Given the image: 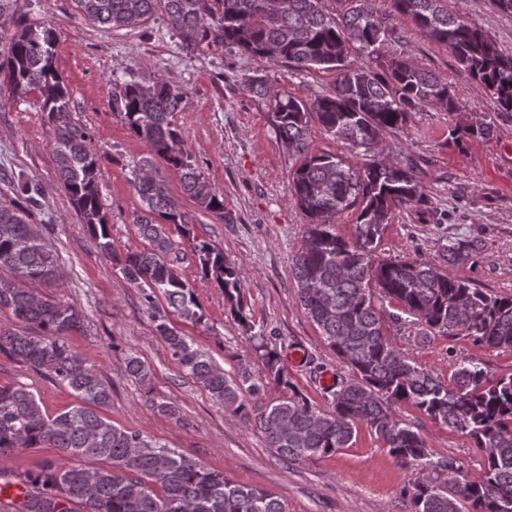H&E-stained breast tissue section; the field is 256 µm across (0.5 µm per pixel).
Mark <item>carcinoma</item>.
Wrapping results in <instances>:
<instances>
[{
	"instance_id": "carcinoma-1",
	"label": "carcinoma",
	"mask_w": 512,
	"mask_h": 512,
	"mask_svg": "<svg viewBox=\"0 0 512 512\" xmlns=\"http://www.w3.org/2000/svg\"><path fill=\"white\" fill-rule=\"evenodd\" d=\"M72 0L78 16L102 29L139 26L160 11L169 30L186 47L212 45L282 64L294 71L336 75L331 90L312 103L285 91L270 95L267 76H247L244 90L269 99L277 139L299 165L289 193L307 218L303 243L293 256L290 276L308 317L326 345L346 364L352 378L327 391L331 410H323L297 389L280 366L277 351L264 336H250L270 381L288 392L266 405L249 404L264 386L242 372L229 380L192 338L170 326L169 315L196 325L205 320L192 285L180 271V255L166 225L183 237L201 277L224 291L245 330L252 329L241 296L242 275L224 250L199 237L159 175V163L179 174L183 194L198 208L224 219V194L215 188L185 148L173 116L185 109V92L168 81L145 77L124 85L115 99L130 130L150 156L139 161L152 177L134 180L141 201L142 250L121 260L124 276L153 305L163 296L167 309L152 315L154 330L171 360L233 417L258 430L267 447L285 462L331 456L352 444L367 427L404 469L414 475L411 512H512V374L494 375L479 359L459 363L448 382L434 378L401 353L384 334L375 302H396L405 317L394 320L416 328L417 338L465 336L476 345L512 351V295H497L451 277L442 264L380 256L383 233L395 210L427 202L413 167L379 158L382 135L425 106L445 112L462 105L439 75L415 65L406 55L388 60L379 74L355 57L370 58L386 41L399 39L397 28L380 17L373 0H338L339 15L323 10L322 0ZM391 16L411 20L427 39L444 46L462 69L512 112V53L499 49L484 31L448 10L447 0H389ZM55 31L24 26L11 37L0 61V82L15 93H36L51 132L57 174L86 225L95 247L114 254L108 216L97 177L90 133L72 119V96L54 66ZM323 130L362 158L356 169L336 154L311 148V115ZM465 138H487L490 122L456 128ZM358 208L354 238L336 232V219ZM26 207L0 202V309L34 327L32 335L0 332V353L74 393L77 404L55 416L24 385L0 387V461L25 448H58L77 463L46 460L38 470L15 473L0 468V488L22 484L19 507L0 502V512H287L284 501L267 490L235 484L194 458L138 431L112 424L102 415L112 401V384L67 343L80 328L74 306L44 297L33 286L59 278L56 254L26 221ZM481 249L476 240L450 239L441 260L463 264ZM125 371L138 383L152 370L135 355ZM408 403L442 427L470 438L484 453L482 473L444 478L450 458L437 457L411 425L391 411ZM111 462L99 467L96 462Z\"/></svg>"
}]
</instances>
